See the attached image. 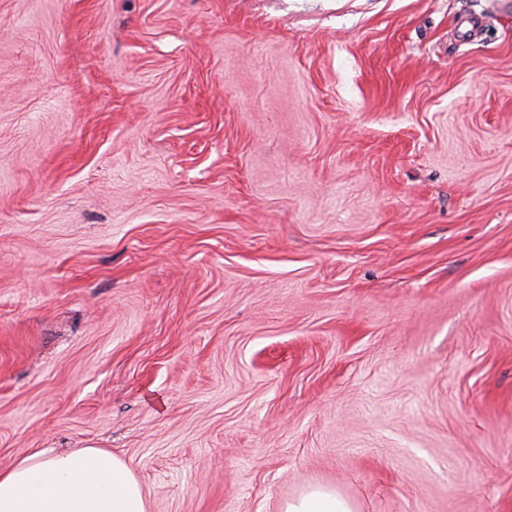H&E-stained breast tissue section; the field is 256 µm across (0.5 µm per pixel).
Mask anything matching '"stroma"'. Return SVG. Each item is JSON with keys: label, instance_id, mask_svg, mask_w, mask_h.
<instances>
[{"label": "stroma", "instance_id": "stroma-1", "mask_svg": "<svg viewBox=\"0 0 512 512\" xmlns=\"http://www.w3.org/2000/svg\"><path fill=\"white\" fill-rule=\"evenodd\" d=\"M500 3L0 0V470L512 512Z\"/></svg>", "mask_w": 512, "mask_h": 512}]
</instances>
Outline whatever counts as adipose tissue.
<instances>
[{
  "instance_id": "obj_1",
  "label": "adipose tissue",
  "mask_w": 512,
  "mask_h": 512,
  "mask_svg": "<svg viewBox=\"0 0 512 512\" xmlns=\"http://www.w3.org/2000/svg\"><path fill=\"white\" fill-rule=\"evenodd\" d=\"M0 512H146L138 481L97 448L39 452L0 471Z\"/></svg>"
}]
</instances>
